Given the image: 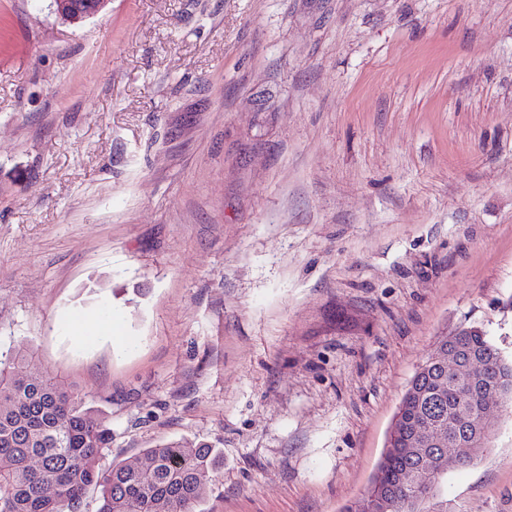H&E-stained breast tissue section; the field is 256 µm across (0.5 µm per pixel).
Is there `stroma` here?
Segmentation results:
<instances>
[{"label": "stroma", "instance_id": "1", "mask_svg": "<svg viewBox=\"0 0 512 512\" xmlns=\"http://www.w3.org/2000/svg\"><path fill=\"white\" fill-rule=\"evenodd\" d=\"M512 358V0H0V348L224 465L195 512H344L438 337ZM448 512H512V413ZM56 14L68 23H78L102 14L110 0H53Z\"/></svg>", "mask_w": 512, "mask_h": 512}]
</instances>
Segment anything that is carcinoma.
<instances>
[{"label": "carcinoma", "mask_w": 512, "mask_h": 512, "mask_svg": "<svg viewBox=\"0 0 512 512\" xmlns=\"http://www.w3.org/2000/svg\"><path fill=\"white\" fill-rule=\"evenodd\" d=\"M450 338L485 364L484 377L462 385L431 352L400 402L371 487L345 512H372L370 505L389 486L416 474L420 481L396 487L389 505L388 512H406L405 500L425 481L410 450L415 429L428 422L448 440L468 433L484 441L487 399L499 394L512 401V359L482 330L464 327ZM111 446L112 428L87 393L52 373L31 349L0 355V512H78L92 488L99 490L97 512H157L161 504L167 512H194L202 486L222 464L205 444L170 443L103 472L98 463Z\"/></svg>", "instance_id": "1"}]
</instances>
